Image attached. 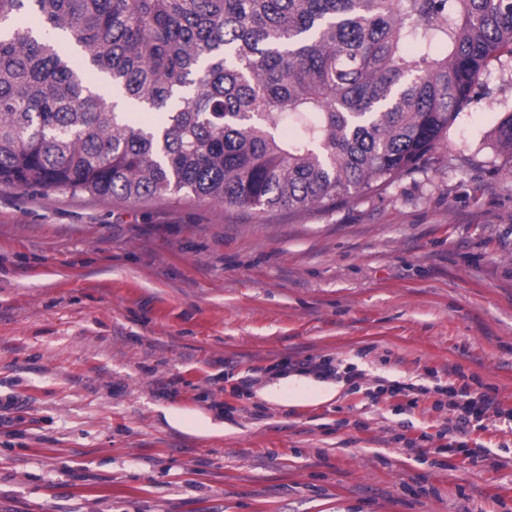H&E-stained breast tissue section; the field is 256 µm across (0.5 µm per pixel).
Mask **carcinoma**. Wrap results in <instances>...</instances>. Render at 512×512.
Listing matches in <instances>:
<instances>
[{"label": "carcinoma", "mask_w": 512, "mask_h": 512, "mask_svg": "<svg viewBox=\"0 0 512 512\" xmlns=\"http://www.w3.org/2000/svg\"><path fill=\"white\" fill-rule=\"evenodd\" d=\"M504 55L512 0H0V186L334 205L417 169ZM489 138L512 176V109Z\"/></svg>", "instance_id": "obj_1"}]
</instances>
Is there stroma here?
<instances>
[{
    "label": "stroma",
    "instance_id": "obj_1",
    "mask_svg": "<svg viewBox=\"0 0 512 512\" xmlns=\"http://www.w3.org/2000/svg\"><path fill=\"white\" fill-rule=\"evenodd\" d=\"M507 102L496 63L419 168L295 213L0 186V512H512V428L478 464L437 455L442 394L384 391L455 368L512 409ZM308 357L366 377L261 398ZM491 144L497 154L508 165V174L512 176V106L502 112L498 123L489 133ZM164 414L167 422L171 426L189 433H224V424L213 423L209 418L189 416L184 412L173 408L165 409Z\"/></svg>",
    "mask_w": 512,
    "mask_h": 512
}]
</instances>
